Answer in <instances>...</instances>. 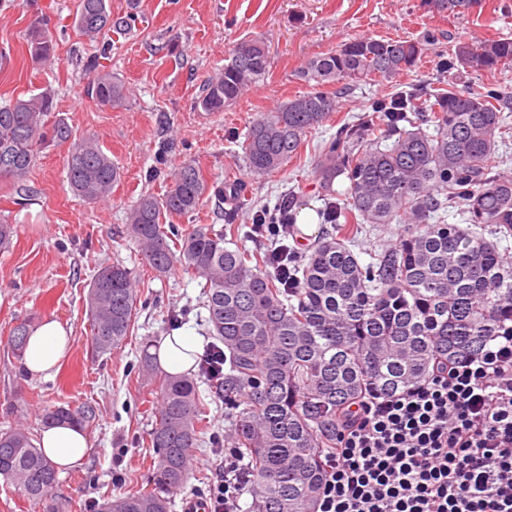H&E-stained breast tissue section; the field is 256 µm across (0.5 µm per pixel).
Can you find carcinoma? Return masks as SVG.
I'll return each instance as SVG.
<instances>
[{
  "mask_svg": "<svg viewBox=\"0 0 512 512\" xmlns=\"http://www.w3.org/2000/svg\"><path fill=\"white\" fill-rule=\"evenodd\" d=\"M472 4L421 2L452 16ZM73 24L86 40H97L112 28L109 0H77ZM425 44L356 39L311 59L302 75L313 87L252 121L242 145L249 172L268 176L298 155L307 133L338 108L341 89L329 92L325 85L390 81L416 67ZM27 48L36 62L52 59L44 19H35ZM268 65L263 38L241 41L198 106L224 111L265 78ZM458 65L487 74L510 69L512 39L460 43L446 62ZM83 68L97 105L122 103L126 89L100 56H88ZM55 110L49 92L0 104V178H22L41 150L68 142L72 191L89 203L107 199L119 168L96 141L73 139ZM506 111L512 112V94L495 84L477 93L418 89L375 101L370 122L345 127L323 143L317 179L327 190L343 179L345 203L327 213L335 232L292 251L291 286L267 272L266 256L231 246L238 232L233 217L224 232L166 224L168 216L197 211L212 189L196 166L177 168L162 198L142 196L129 209L128 234L157 275L180 266L202 279L224 366L170 375L144 352L141 366L159 398L149 433V487L108 498L97 512H172L170 492L187 483L193 449L205 434L199 376L230 416L224 444L241 459L244 512H318L343 410L422 384L437 366L476 354L512 325V262L498 245L512 236V175L499 172L494 161ZM374 131L379 136L371 137ZM450 211L460 223H445ZM393 223L402 225L399 241L361 262L352 250L361 225ZM137 299L127 268L100 266L87 295L93 351L121 345ZM28 329L23 323L10 336L19 362ZM95 419L91 404L53 405L42 416L46 426L69 421L82 429ZM0 477L42 505L58 483L55 467L21 427L0 432Z\"/></svg>",
  "mask_w": 512,
  "mask_h": 512,
  "instance_id": "obj_1",
  "label": "carcinoma"
}]
</instances>
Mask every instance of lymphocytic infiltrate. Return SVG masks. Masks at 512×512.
I'll list each match as a JSON object with an SVG mask.
<instances>
[{"instance_id": "f902f5d3", "label": "lymphocytic infiltrate", "mask_w": 512, "mask_h": 512, "mask_svg": "<svg viewBox=\"0 0 512 512\" xmlns=\"http://www.w3.org/2000/svg\"><path fill=\"white\" fill-rule=\"evenodd\" d=\"M236 456L206 512H237ZM319 512H512V331L346 414Z\"/></svg>"}]
</instances>
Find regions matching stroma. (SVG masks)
<instances>
[{
    "label": "stroma",
    "instance_id": "1",
    "mask_svg": "<svg viewBox=\"0 0 512 512\" xmlns=\"http://www.w3.org/2000/svg\"><path fill=\"white\" fill-rule=\"evenodd\" d=\"M76 5L0 0V97L54 92L56 113L74 137L96 140L121 174L109 199L82 200L67 181L69 147L62 144L41 150L25 177L0 178V221L16 230L9 248L0 250V431L22 426L40 436L44 410L58 402L97 409L86 461L58 474L51 497L59 512H89L90 502L146 488L157 394L142 374V349L160 344L178 325L203 344L212 341L197 279L179 268L156 276L126 232L127 213L141 195L163 196L171 172L188 163L209 183L234 180L246 192L235 204L208 194L194 214L177 218L179 228L222 231L232 210L238 223L249 225L267 200H289L304 248L327 231L321 214L331 198L314 175L318 148L339 127L358 122L374 100L421 87L440 91L452 81L477 92L491 79L512 93V70L491 78L440 68L460 42L512 38V5L505 0H478L458 17L422 7L421 0H111L113 16L128 19L129 26L91 43L73 27ZM39 16L56 41L50 65L32 61L27 49L28 28ZM427 33L435 42L414 69L388 82L350 87L282 171L251 175L241 148L251 121L308 91L301 72L310 59L357 37L417 39ZM254 35L270 49L264 80L224 111H203L197 101L208 80L237 43ZM100 52L127 89L125 100L112 107L97 106L86 91L81 60ZM104 263L131 271L138 302L127 339L98 356L91 348L87 292ZM46 317L71 329L73 344L51 376L32 377L19 368L8 340L19 324ZM193 460L187 484L173 493V512L207 496L224 451L206 445L194 450Z\"/></svg>",
    "mask_w": 512,
    "mask_h": 512
}]
</instances>
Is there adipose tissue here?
Segmentation results:
<instances>
[{"instance_id": "1", "label": "adipose tissue", "mask_w": 512, "mask_h": 512, "mask_svg": "<svg viewBox=\"0 0 512 512\" xmlns=\"http://www.w3.org/2000/svg\"><path fill=\"white\" fill-rule=\"evenodd\" d=\"M72 342L71 330L59 321L50 318L41 320L32 328L25 349L23 365L26 372L32 376H49L66 356ZM200 347V338L189 329L172 330L160 344L159 361L167 372L188 371ZM38 445L51 461L63 468L82 465L90 451L85 433L66 423L45 429Z\"/></svg>"}]
</instances>
